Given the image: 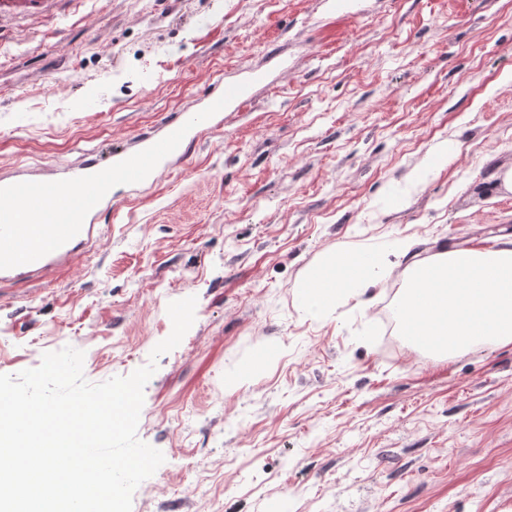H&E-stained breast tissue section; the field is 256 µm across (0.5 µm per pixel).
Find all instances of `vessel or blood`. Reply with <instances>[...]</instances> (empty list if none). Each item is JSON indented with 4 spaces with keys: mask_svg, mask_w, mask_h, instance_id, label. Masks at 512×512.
Masks as SVG:
<instances>
[{
    "mask_svg": "<svg viewBox=\"0 0 512 512\" xmlns=\"http://www.w3.org/2000/svg\"><path fill=\"white\" fill-rule=\"evenodd\" d=\"M266 80L254 70L245 81L225 83L223 99L210 110L168 120L160 136L142 137L137 150L88 160L66 180L0 179V281L44 272L74 255L92 232L93 216L111 203L114 183L135 186L156 178L171 159L188 155L200 128L222 112L244 109L250 86Z\"/></svg>",
    "mask_w": 512,
    "mask_h": 512,
    "instance_id": "obj_1",
    "label": "vessel or blood"
}]
</instances>
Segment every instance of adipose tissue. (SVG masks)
<instances>
[{
    "label": "adipose tissue",
    "mask_w": 512,
    "mask_h": 512,
    "mask_svg": "<svg viewBox=\"0 0 512 512\" xmlns=\"http://www.w3.org/2000/svg\"><path fill=\"white\" fill-rule=\"evenodd\" d=\"M415 247L414 239L400 236L384 255L325 254L299 284L303 306L322 314L344 296L378 287L400 267L406 280L398 318L410 344L446 353L489 341L512 344V241L493 251L443 253L429 265L414 261Z\"/></svg>",
    "instance_id": "obj_1"
}]
</instances>
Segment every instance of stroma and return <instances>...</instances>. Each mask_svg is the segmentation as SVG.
I'll use <instances>...</instances> for the list:
<instances>
[{
    "mask_svg": "<svg viewBox=\"0 0 512 512\" xmlns=\"http://www.w3.org/2000/svg\"><path fill=\"white\" fill-rule=\"evenodd\" d=\"M252 70L251 108L156 184L115 186L72 259L0 282V374L69 345L87 381L128 376L193 296L144 389L137 437L165 461L132 512H512V346L383 337L399 275L317 317L297 291L331 250L512 240V0L1 10L0 178L136 148Z\"/></svg>",
    "mask_w": 512,
    "mask_h": 512,
    "instance_id": "stroma-1",
    "label": "stroma"
}]
</instances>
